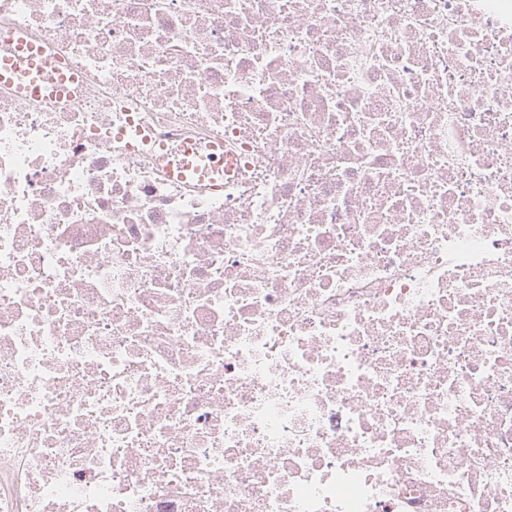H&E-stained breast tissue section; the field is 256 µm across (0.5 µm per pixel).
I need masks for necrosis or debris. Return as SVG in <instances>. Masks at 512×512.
Listing matches in <instances>:
<instances>
[{"mask_svg":"<svg viewBox=\"0 0 512 512\" xmlns=\"http://www.w3.org/2000/svg\"><path fill=\"white\" fill-rule=\"evenodd\" d=\"M21 38L70 80L0 84V512H512V0H0ZM176 165V166H175ZM171 173L175 168L178 170V177H184L185 172L202 174L204 177L224 176V152L222 157L215 154H203L195 144H182L174 161L167 164Z\"/></svg>","mask_w":512,"mask_h":512,"instance_id":"obj_1","label":"necrosis or debris"}]
</instances>
